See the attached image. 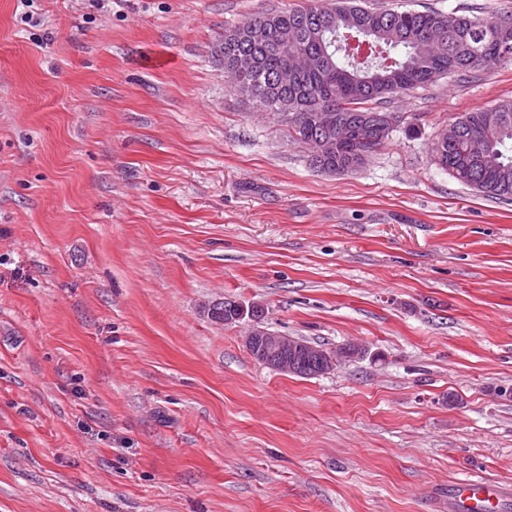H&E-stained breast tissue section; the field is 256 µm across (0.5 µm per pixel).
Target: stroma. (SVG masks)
Listing matches in <instances>:
<instances>
[{
    "instance_id": "obj_1",
    "label": "stroma",
    "mask_w": 512,
    "mask_h": 512,
    "mask_svg": "<svg viewBox=\"0 0 512 512\" xmlns=\"http://www.w3.org/2000/svg\"><path fill=\"white\" fill-rule=\"evenodd\" d=\"M330 0H0V512H512V199L443 170L512 62L385 108L414 116L359 170L313 169L224 79L226 26ZM512 15V0H361ZM265 326L366 358L257 362ZM500 499L501 490L496 484L463 481L451 488L448 508L452 512H495Z\"/></svg>"
}]
</instances>
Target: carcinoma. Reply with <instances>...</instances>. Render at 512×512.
<instances>
[{"label": "carcinoma", "instance_id": "cac0c4a2", "mask_svg": "<svg viewBox=\"0 0 512 512\" xmlns=\"http://www.w3.org/2000/svg\"><path fill=\"white\" fill-rule=\"evenodd\" d=\"M263 28L261 45L251 32ZM291 33L293 42L282 43ZM318 59L315 69L281 87L275 74L288 66V54ZM249 55L252 68L236 87L258 110L286 127L309 150V164L344 175L374 154L372 131L346 121L341 112H378L389 95L408 93L450 74L479 71L512 61V15L448 19L436 11L378 9L357 0H334L304 9H274L249 15L224 29L217 56L224 69ZM298 114L294 123L280 113V102ZM460 134L432 150L438 164L459 182L496 199L512 198V100L468 112Z\"/></svg>", "mask_w": 512, "mask_h": 512}]
</instances>
